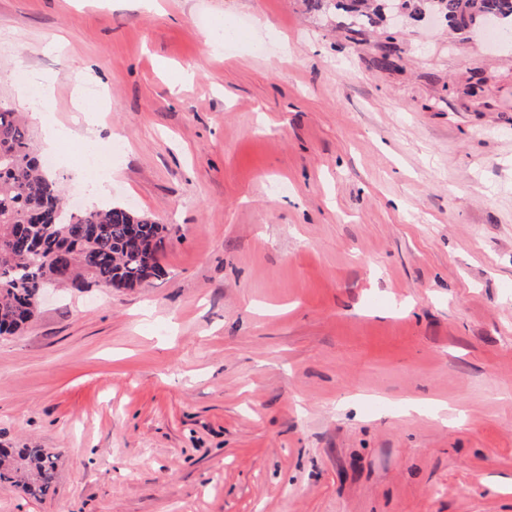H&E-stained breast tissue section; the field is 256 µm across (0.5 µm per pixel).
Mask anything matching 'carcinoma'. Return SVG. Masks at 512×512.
<instances>
[{"instance_id": "cac0c4a2", "label": "carcinoma", "mask_w": 512, "mask_h": 512, "mask_svg": "<svg viewBox=\"0 0 512 512\" xmlns=\"http://www.w3.org/2000/svg\"><path fill=\"white\" fill-rule=\"evenodd\" d=\"M398 2L408 17L439 13L456 30L499 17L512 29V0H308L319 11L333 6L354 27L374 26ZM43 160L21 113L0 103V335L22 331L38 314L35 299L61 275L132 290L163 273L159 254L165 227L122 205L70 211L60 184ZM57 482V455L46 448H0V483L34 497Z\"/></svg>"}]
</instances>
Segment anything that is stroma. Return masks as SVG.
I'll return each mask as SVG.
<instances>
[{
    "mask_svg": "<svg viewBox=\"0 0 512 512\" xmlns=\"http://www.w3.org/2000/svg\"><path fill=\"white\" fill-rule=\"evenodd\" d=\"M23 70L54 79L44 114ZM0 101L72 205L168 229L162 277L0 336V445L58 456L0 512H512V37L0 0ZM45 114L117 144L103 194Z\"/></svg>",
    "mask_w": 512,
    "mask_h": 512,
    "instance_id": "stroma-1",
    "label": "stroma"
}]
</instances>
